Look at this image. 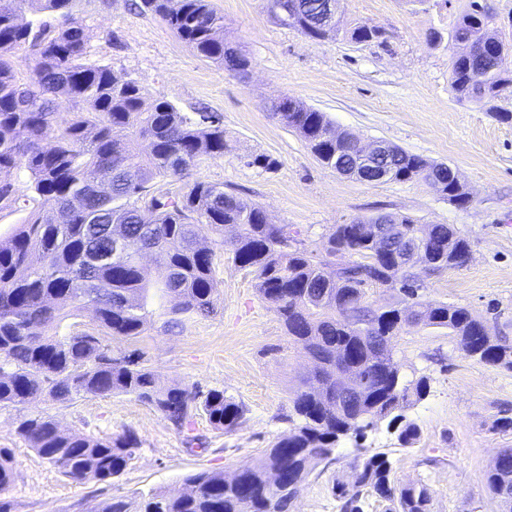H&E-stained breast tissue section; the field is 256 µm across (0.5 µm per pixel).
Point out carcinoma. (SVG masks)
Listing matches in <instances>:
<instances>
[{
  "label": "carcinoma",
  "mask_w": 512,
  "mask_h": 512,
  "mask_svg": "<svg viewBox=\"0 0 512 512\" xmlns=\"http://www.w3.org/2000/svg\"><path fill=\"white\" fill-rule=\"evenodd\" d=\"M71 0H0V206L31 201L40 208L11 236L0 238V407H19L48 397L61 403L91 394L133 395L153 406L177 430L189 427L202 410L222 430L234 428L244 409L222 390L195 385L165 387L135 342L149 323L148 300L157 292L178 300L167 325L181 317L209 315L217 249L224 230L236 232L235 265L250 270L260 296L277 305L288 336L314 361L312 377L294 394L297 422L267 450L260 462L226 482L211 470L184 477L179 489L156 488L134 500L112 497L89 512H290L300 487L321 463L331 461L341 438L359 441L380 418L396 426L403 446L418 431L402 414L409 390L420 396L427 382H404L393 361L392 341L413 316L415 325L448 330L472 357L512 370V347L499 343L464 307L404 300L374 308L371 287L402 290L412 272L397 264V242L377 243L362 232L375 216L338 224L327 255H349L339 272L330 261L296 244L286 224H273L258 204L224 186L196 178L192 171L224 157V117L179 111L162 99L146 101L136 82L89 61L84 25L69 11ZM278 5L277 24L315 39L332 38L342 25L326 21L329 0H266ZM58 14L61 23H22V6ZM139 8L159 16L203 60L241 74L250 60L224 38V16L211 0H140ZM489 9L470 0L456 21V45L477 47L456 54L452 84L462 98L489 103L512 88L489 54L499 37L485 28ZM365 43L381 33L364 23L348 30ZM28 45L26 70L18 71L13 50ZM71 114L58 122L57 112ZM278 119L295 131L325 167L355 169L360 156L336 131L326 113L288 96L272 105ZM149 143L142 154L134 142ZM30 173L27 193L1 179L20 160ZM379 163L394 166L397 182L421 179L457 205L470 202L463 185L448 181L442 165L397 147ZM185 182L173 192L167 185ZM400 236H427L418 262L434 272L456 268L469 254L466 239L447 224L423 225L406 215H389ZM130 244L113 256L114 228ZM148 249L164 276L160 280L140 258ZM93 309L97 330L59 334L61 324L82 309ZM130 347L112 350L111 339ZM341 372L365 377L337 394ZM17 433L71 481L110 483L133 459L139 442L128 431L112 438L63 433L51 418H22ZM353 481L332 491L341 512H362L372 494L392 504L389 512H431L425 482L398 486L384 453L356 446ZM14 481L13 455L0 448V512H14L8 497ZM487 487L512 512V448L496 451Z\"/></svg>",
  "instance_id": "carcinoma-1"
}]
</instances>
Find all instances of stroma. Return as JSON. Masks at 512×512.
Masks as SVG:
<instances>
[{"instance_id":"35a3bbf8","label":"stroma","mask_w":512,"mask_h":512,"mask_svg":"<svg viewBox=\"0 0 512 512\" xmlns=\"http://www.w3.org/2000/svg\"><path fill=\"white\" fill-rule=\"evenodd\" d=\"M224 16L225 37L252 61L247 76L199 59L159 17L134 9L132 0H72L86 28L92 61L135 80L146 100L163 99L183 112L207 110L224 117L223 158L207 161L202 179L241 192L261 205L270 221L298 230L309 250L323 255L335 225L376 213L407 215L421 224H447L469 243L460 268L425 278L421 298L467 308L512 346V94L494 110L459 100L452 87L451 39L469 0L427 8L418 0H342L346 22L381 30L379 39L313 40L276 24L264 0H212ZM443 41L434 44L432 32ZM291 96L325 112L338 130L381 139L457 171L471 201L458 206L425 182L364 183L322 166L298 134L271 110ZM273 159L270 169L251 165ZM236 242L225 233L218 249L214 295L218 312L187 316L177 332L164 328L171 298L153 297L141 348L164 384L222 390L245 415L230 431L197 413L190 429L175 430L150 405L132 395H85L60 403L38 399L23 410L0 407V448L12 449L15 512H85L87 503L127 498L154 488H180L201 470L233 475L256 463L293 426V397L313 362L289 340L274 305L258 294L253 276L233 262ZM394 359L405 380L426 378L424 397L403 409L418 428L414 444L379 425L366 448L388 453L392 478L427 483L432 512H502L485 487L496 449L512 447V430H496L512 417V370L469 356L447 330L406 326L394 339ZM52 416L65 431L93 437L133 430L140 449L109 483H75L19 438L20 414ZM354 441L302 485L292 512H340L335 480L350 479Z\"/></svg>"}]
</instances>
